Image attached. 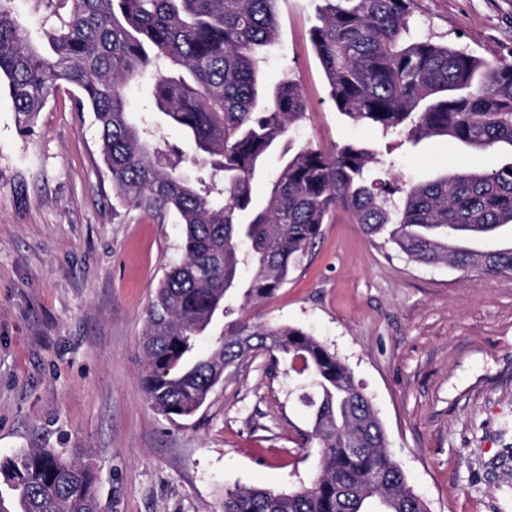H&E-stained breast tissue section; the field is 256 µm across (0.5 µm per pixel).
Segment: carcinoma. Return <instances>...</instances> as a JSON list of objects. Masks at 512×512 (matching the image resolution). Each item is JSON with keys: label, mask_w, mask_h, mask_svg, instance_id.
Returning <instances> with one entry per match:
<instances>
[{"label": "carcinoma", "mask_w": 512, "mask_h": 512, "mask_svg": "<svg viewBox=\"0 0 512 512\" xmlns=\"http://www.w3.org/2000/svg\"><path fill=\"white\" fill-rule=\"evenodd\" d=\"M0 0V93L28 123L61 86L94 114L112 187L144 210L169 209L184 226L181 260L146 310L142 389L169 419L206 401L224 369L266 350L301 362L321 475L292 492L259 487L224 495L223 512H426L388 449L384 429L350 369L300 328L244 323L201 355L198 341L235 295L247 304L288 280L331 212L411 263L512 273V246L478 250L512 225V160L421 184L369 179L376 153L356 143L327 156L288 147L262 206L252 182L309 102L294 81L260 85L262 52L279 38L277 0H68L33 33ZM311 41L336 108L383 135L445 136L474 151L512 148V59L487 61L411 33L414 0H323ZM151 81L153 111L134 121L126 88ZM185 149L161 145V123ZM198 167L183 170L184 157ZM90 465L47 448L0 459V512H99Z\"/></svg>", "instance_id": "carcinoma-1"}]
</instances>
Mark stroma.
Segmentation results:
<instances>
[{
  "mask_svg": "<svg viewBox=\"0 0 512 512\" xmlns=\"http://www.w3.org/2000/svg\"><path fill=\"white\" fill-rule=\"evenodd\" d=\"M320 0H277L265 86L299 81L311 104L290 138L326 155L377 149L375 178L425 182L479 166L444 137L412 145L351 123L310 42ZM416 34L490 60L512 55V0H415ZM183 226L118 199L92 113L59 89L22 135L0 96V458L87 451L104 512H222L241 487L311 484L319 445L302 397L314 379L256 351L175 425L141 387L146 309ZM235 319L319 340L371 398L409 489L428 512H512V274L408 263L336 209L287 283Z\"/></svg>",
  "mask_w": 512,
  "mask_h": 512,
  "instance_id": "1",
  "label": "stroma"
}]
</instances>
